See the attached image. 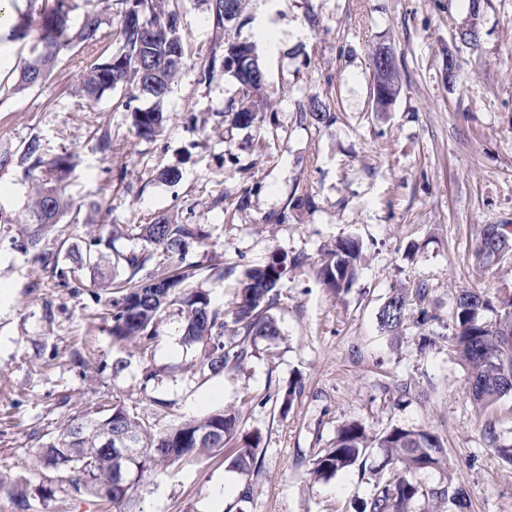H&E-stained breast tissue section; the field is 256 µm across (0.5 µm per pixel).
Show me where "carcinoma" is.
<instances>
[{
	"instance_id": "obj_1",
	"label": "carcinoma",
	"mask_w": 512,
	"mask_h": 512,
	"mask_svg": "<svg viewBox=\"0 0 512 512\" xmlns=\"http://www.w3.org/2000/svg\"><path fill=\"white\" fill-rule=\"evenodd\" d=\"M172 0H122L123 10L118 47L106 58L85 62L76 92L89 102H98L108 91L118 88L130 92L125 104L127 117L137 134L156 136L165 122L161 103L185 64L186 49L180 33V19ZM213 30L224 32L226 23L242 16V0H205ZM28 11L12 25L13 38H30L29 58L18 76L14 90L23 91L43 83L60 57L76 48L91 54L112 40L102 15L87 12L78 26L71 24V0H29ZM374 58L372 104L376 112H386L400 93V71L395 55ZM261 70L255 46L249 42H226L223 53L215 51L199 66V81L211 82L223 72H231L240 84V96L224 112L232 126L249 127L258 114L266 111L262 104L263 83L255 74ZM154 100L147 108L131 106L137 95ZM300 117L316 125L329 126L336 121L330 104L317 96L300 107ZM23 158L28 170H41L45 183L34 190L27 203L23 224L35 229L24 231L12 240L14 248L24 254L36 248L43 236L66 221L72 203L60 184V175L70 167L65 156L48 159L40 140L28 141ZM138 238L146 242L139 251L117 254L125 278L116 282L102 271L101 247L110 245V237L90 230L81 244L70 246L65 263L59 253L38 254L59 287L77 288L81 272L93 271L103 288L116 290L110 300L109 329L112 343L136 340L146 354L157 338L156 324L165 309L176 303L184 318L182 343L197 353L200 372L218 375L240 368L254 356L257 340H275L280 336L277 321L271 314L279 299V287L296 260L275 253L267 263L244 272L241 288L229 310L212 305L208 295L192 287L195 272L189 266L147 269L153 252L183 260L187 244L202 238L196 224H184L176 217L163 215L151 224L138 226ZM497 255V260L512 258V234L503 224L481 225L473 255L480 264ZM362 259V244L352 236L342 237L323 248L316 268L319 283L334 296L353 284ZM412 312L410 296L399 289L387 298L377 313L380 329L396 336L406 326ZM234 323L233 334H224L225 314ZM451 334L448 343L467 371L469 398L480 413L512 392V295L494 299L481 291L460 290L455 294L450 312ZM302 382L288 383L279 406L288 413L300 396ZM89 417L124 432L134 442L138 455L131 461L121 459L120 448L104 445L81 429ZM239 417L231 409L213 411L201 418L166 426L162 430L130 412L118 400L110 405L90 408L66 417L58 434L42 443L33 460V470L43 485L32 487L17 482L7 489L15 512H32V500L49 498L59 490L66 494H90L111 506L114 512H130L137 488L150 472L175 463H191L205 453H224L229 468L248 473L259 461L260 436L243 437L241 446L230 447L237 439ZM489 443L512 465V443L499 440L488 429ZM371 448L380 449L383 461L368 499L361 512H415L419 502L426 512H435L437 503L450 501L458 512H470V500L459 485L425 488L418 480L427 470L438 469L448 462L444 441L419 427L391 426L373 436L359 421H346L336 430L325 448H318L308 473L316 480L328 479L336 472L365 466Z\"/></svg>"
}]
</instances>
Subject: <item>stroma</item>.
Wrapping results in <instances>:
<instances>
[{
	"instance_id": "stroma-1",
	"label": "stroma",
	"mask_w": 512,
	"mask_h": 512,
	"mask_svg": "<svg viewBox=\"0 0 512 512\" xmlns=\"http://www.w3.org/2000/svg\"><path fill=\"white\" fill-rule=\"evenodd\" d=\"M178 5L188 56L163 104L165 129L152 139L126 120L124 90L92 105L75 93L86 58L77 50L42 85L9 93L28 42L0 28V145L11 153L0 167V480L31 477L37 448L62 418L118 396L160 428L234 408L242 432L259 433L263 448L260 470L246 475L220 455L148 475L137 512H357L372 469L320 483L307 477L313 450L349 420L374 432L436 433L448 464L423 473V485L450 481L467 490L473 512H512V466L484 439L488 423L512 437V394L477 415L446 340L458 290L512 292V260L485 268L472 255L481 225H512V0H244L242 20L220 38L204 0ZM474 12L479 37L469 46L453 29ZM223 39L254 44L273 128L229 127L223 112L238 96L235 79L199 82L201 62ZM380 45L398 60L401 90L390 111L377 113L371 55ZM451 56L458 68L449 80ZM314 95L330 101L333 125L300 120ZM104 128L108 154L96 148ZM33 138L46 157L70 156L66 192L75 207L99 203L95 220L114 250L141 249L137 225L165 214L200 225L203 237L189 243L184 262L214 303H229L243 271L273 253L298 258L273 310L281 331L274 357L260 351L234 372L200 374L176 305L163 313L151 355L113 348L98 288L53 287L43 264L11 245L39 178L21 159ZM171 168L182 174L174 185L163 177ZM304 193L315 208L290 209ZM282 211L286 221L270 222ZM346 235L362 241L367 261L336 298L315 266L322 248ZM420 286L440 335L427 348L414 323L396 338L377 323L394 290ZM119 357L127 366L116 375ZM296 377L304 390L288 415L263 403Z\"/></svg>"
}]
</instances>
